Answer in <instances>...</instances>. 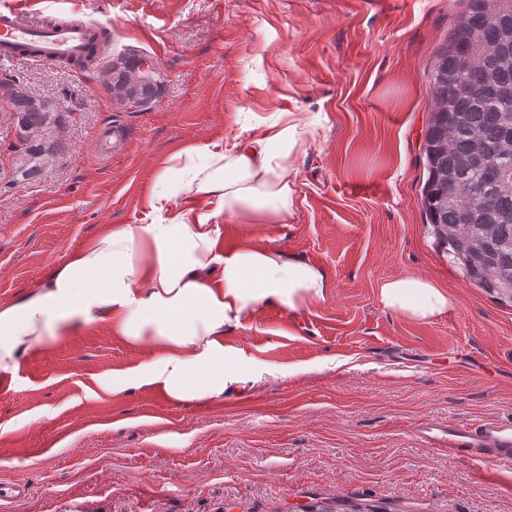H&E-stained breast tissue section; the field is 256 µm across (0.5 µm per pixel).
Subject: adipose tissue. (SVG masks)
Wrapping results in <instances>:
<instances>
[{"instance_id": "obj_1", "label": "adipose tissue", "mask_w": 512, "mask_h": 512, "mask_svg": "<svg viewBox=\"0 0 512 512\" xmlns=\"http://www.w3.org/2000/svg\"><path fill=\"white\" fill-rule=\"evenodd\" d=\"M305 131L284 113L231 149L214 142L175 154L151 196V219L109 224L71 254L43 285L0 303V380L15 382L34 349L69 335L74 324L114 328L144 359L97 377L104 391L154 390L176 403H209L255 381L259 367L227 346V330L254 313H291L322 299L325 271L278 248L220 247L221 217L276 224L294 206V159ZM381 304L429 321L452 306L434 279L382 282Z\"/></svg>"}]
</instances>
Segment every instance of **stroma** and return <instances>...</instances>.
Here are the masks:
<instances>
[{
    "label": "stroma",
    "mask_w": 512,
    "mask_h": 512,
    "mask_svg": "<svg viewBox=\"0 0 512 512\" xmlns=\"http://www.w3.org/2000/svg\"><path fill=\"white\" fill-rule=\"evenodd\" d=\"M467 0H82L112 24V51L152 56L144 111L119 108L92 73L0 63L67 105V148L17 179L0 107V303L40 288L108 224L148 220L176 152L280 113L315 127L279 224L223 218L221 243L274 246L322 268L323 299L265 308L225 342L261 377L209 404L150 390L112 395L95 375L143 358L103 325L38 348L0 385V512H304L315 500L386 512H512V468L424 442L451 421L512 419V302L448 260L420 204L436 53ZM118 140L99 153L100 133ZM421 275L453 306L426 322L382 306L380 284ZM27 425H18V418Z\"/></svg>",
    "instance_id": "35a3bbf8"
}]
</instances>
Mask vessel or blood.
Wrapping results in <instances>:
<instances>
[{
	"label": "vessel or blood",
	"instance_id": "obj_1",
	"mask_svg": "<svg viewBox=\"0 0 512 512\" xmlns=\"http://www.w3.org/2000/svg\"><path fill=\"white\" fill-rule=\"evenodd\" d=\"M110 23L86 18L74 0H0V61L75 63L86 57ZM422 438L479 461L512 465V421L487 420L474 427L424 430Z\"/></svg>",
	"mask_w": 512,
	"mask_h": 512
}]
</instances>
